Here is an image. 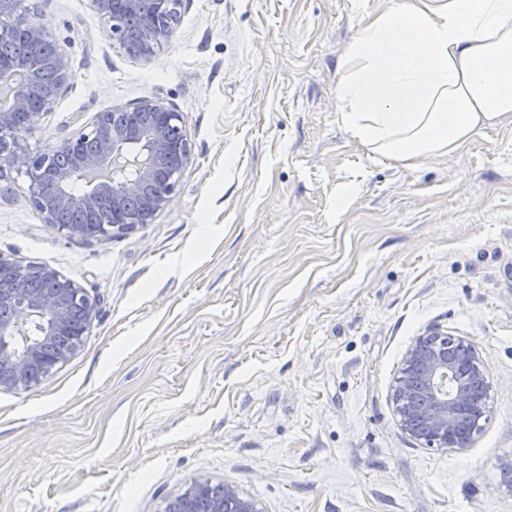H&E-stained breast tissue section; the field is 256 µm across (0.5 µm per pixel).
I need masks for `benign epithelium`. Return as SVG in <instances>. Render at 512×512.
I'll return each mask as SVG.
<instances>
[{"label": "benign epithelium", "instance_id": "obj_1", "mask_svg": "<svg viewBox=\"0 0 512 512\" xmlns=\"http://www.w3.org/2000/svg\"><path fill=\"white\" fill-rule=\"evenodd\" d=\"M103 19L113 44L128 56L149 59L155 45L169 36L180 18L182 0H89ZM0 0V40L15 27L28 35L32 54L25 60L0 57V79L5 73L26 71L27 81L5 86L11 106L0 110V177L20 171L28 182L29 197L51 224L68 237L99 239L135 229L138 218L125 208L138 198L156 215L176 194L190 146L179 112L158 98H145L132 107L117 106L99 113L76 137L44 150H31L24 141L37 120L50 109L66 85L70 67L66 55L44 26L31 24L26 13L16 14ZM140 15L141 35L128 40L122 19ZM23 265L0 253V309L21 308L20 318L0 315V388H27L65 363L69 353L54 351V343L89 332L97 317L98 300L58 271L41 265L30 275L59 280L62 288L47 291L21 288L14 279ZM36 323L38 336L23 352L8 341L27 334L21 319ZM420 336L405 354L392 388L394 411L402 430L415 440L437 448L464 449L471 439L460 434L461 419L484 416L488 395L487 372L477 357L460 367L443 347L426 349ZM166 512H263L257 501L226 483L216 493L213 483L199 477L174 496Z\"/></svg>", "mask_w": 512, "mask_h": 512}]
</instances>
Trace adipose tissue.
<instances>
[{
  "mask_svg": "<svg viewBox=\"0 0 512 512\" xmlns=\"http://www.w3.org/2000/svg\"><path fill=\"white\" fill-rule=\"evenodd\" d=\"M340 123L416 166L512 125V0H399L359 22L341 60Z\"/></svg>",
  "mask_w": 512,
  "mask_h": 512,
  "instance_id": "adipose-tissue-1",
  "label": "adipose tissue"
}]
</instances>
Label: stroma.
<instances>
[{
  "instance_id": "stroma-1",
  "label": "stroma",
  "mask_w": 512,
  "mask_h": 512,
  "mask_svg": "<svg viewBox=\"0 0 512 512\" xmlns=\"http://www.w3.org/2000/svg\"><path fill=\"white\" fill-rule=\"evenodd\" d=\"M29 18L71 78L25 141L158 98L191 147L151 223L70 239L0 180V252L99 299L81 348L0 390V512H162L199 477L264 512H512V126L415 167L340 124L342 55L394 0H184L148 60L89 0ZM470 341L490 385L470 448L397 423L417 336Z\"/></svg>"
}]
</instances>
